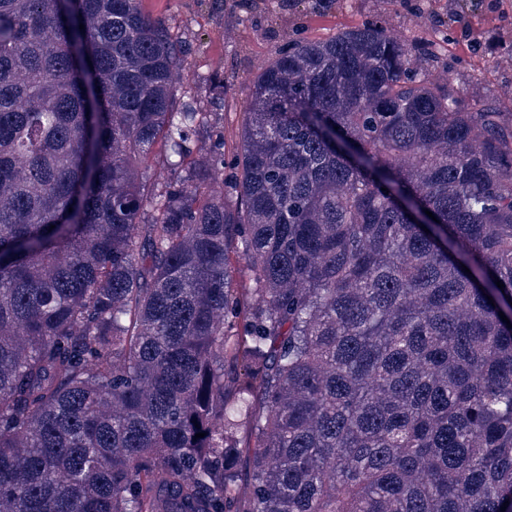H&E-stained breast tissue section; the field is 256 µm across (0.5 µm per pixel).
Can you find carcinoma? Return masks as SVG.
<instances>
[{
    "label": "carcinoma",
    "instance_id": "1",
    "mask_svg": "<svg viewBox=\"0 0 512 512\" xmlns=\"http://www.w3.org/2000/svg\"><path fill=\"white\" fill-rule=\"evenodd\" d=\"M433 58L299 40L227 152L142 0H0V512H512V119Z\"/></svg>",
    "mask_w": 512,
    "mask_h": 512
}]
</instances>
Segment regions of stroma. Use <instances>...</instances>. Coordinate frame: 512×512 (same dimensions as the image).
<instances>
[{
    "instance_id": "obj_1",
    "label": "stroma",
    "mask_w": 512,
    "mask_h": 512,
    "mask_svg": "<svg viewBox=\"0 0 512 512\" xmlns=\"http://www.w3.org/2000/svg\"><path fill=\"white\" fill-rule=\"evenodd\" d=\"M164 21L185 56L178 92H189L203 112L222 117L234 143L243 105L259 67L302 37L326 40L338 31L374 24L409 44L439 40L443 24L469 28L480 45L448 42L427 66L449 79L470 105L512 111V0H143Z\"/></svg>"
}]
</instances>
